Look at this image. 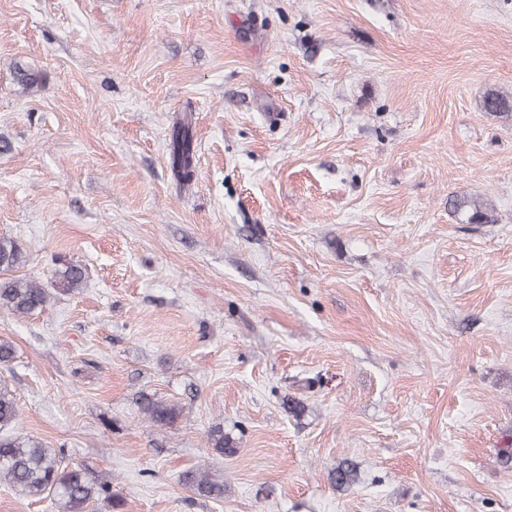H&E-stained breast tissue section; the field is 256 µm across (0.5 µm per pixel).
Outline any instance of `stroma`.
<instances>
[{"label":"stroma","instance_id":"obj_1","mask_svg":"<svg viewBox=\"0 0 512 512\" xmlns=\"http://www.w3.org/2000/svg\"><path fill=\"white\" fill-rule=\"evenodd\" d=\"M491 93L512 96V0H0V237L19 275L86 272L0 310L17 434L111 476L118 512H512ZM194 468L222 500L181 485ZM170 145L173 168L179 182H190L194 176V147L188 126L174 130ZM452 205L456 212L464 209V212L469 214L467 220L470 224H488L495 220L491 214L492 211L479 200L457 198L452 202ZM63 266L54 271L55 287L63 286L64 291H74L83 287L84 271L78 264L63 263ZM141 411L156 426L173 425L182 412L178 403L144 396L139 401ZM180 482L199 497L215 500L224 497L223 477H215L206 468L184 471L181 474Z\"/></svg>","mask_w":512,"mask_h":512}]
</instances>
